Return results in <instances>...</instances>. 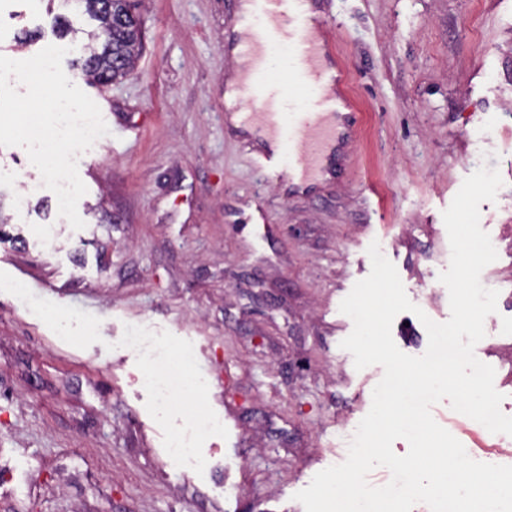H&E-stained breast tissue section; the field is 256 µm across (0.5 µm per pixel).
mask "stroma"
Returning <instances> with one entry per match:
<instances>
[{
    "mask_svg": "<svg viewBox=\"0 0 512 512\" xmlns=\"http://www.w3.org/2000/svg\"><path fill=\"white\" fill-rule=\"evenodd\" d=\"M238 8L142 0V55L109 85L64 56L109 129L77 158L84 228L60 217L24 148L0 146V512H305L295 493L345 461L383 376L340 346L369 245L447 321L442 213L482 166L503 179L480 205L498 253L481 282L499 297L475 355L512 416V0H319L358 116L328 179L306 185L265 178L262 143L229 121L224 92L246 68L231 51ZM61 17L94 26L74 5L0 0V55L34 56ZM23 180L41 189L20 209ZM392 337L427 349L413 313ZM184 355L208 395L159 415L140 377ZM431 413L471 459L494 446L512 463V436L446 399ZM189 433L187 468L168 448Z\"/></svg>",
    "mask_w": 512,
    "mask_h": 512,
    "instance_id": "1",
    "label": "stroma"
}]
</instances>
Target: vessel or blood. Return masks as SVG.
Here are the masks:
<instances>
[{"mask_svg":"<svg viewBox=\"0 0 512 512\" xmlns=\"http://www.w3.org/2000/svg\"><path fill=\"white\" fill-rule=\"evenodd\" d=\"M252 17H265L268 22L264 38L246 43L245 52L254 60L265 61L269 43L281 39L292 46V68L295 82L301 87H320L327 83L342 84L341 71L330 70L325 65L326 48L313 40L304 22L303 7L308 0H250ZM242 93L258 98L263 111L245 112L241 122L257 126L273 139L288 146L287 156L267 152L257 160V167L267 175L303 178L313 173L324 155L336 141L332 111L348 107L345 95L322 98L305 111L282 112L285 90L271 81L265 71H258L255 79L243 85Z\"/></svg>","mask_w":512,"mask_h":512,"instance_id":"b4317fda","label":"vessel or blood"}]
</instances>
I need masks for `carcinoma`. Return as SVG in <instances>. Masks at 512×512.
Returning a JSON list of instances; mask_svg holds the SVG:
<instances>
[{"label":"carcinoma","mask_w":512,"mask_h":512,"mask_svg":"<svg viewBox=\"0 0 512 512\" xmlns=\"http://www.w3.org/2000/svg\"><path fill=\"white\" fill-rule=\"evenodd\" d=\"M98 22L87 33L80 56L82 75L103 83L125 77L142 47V29L134 13L136 0H75Z\"/></svg>","instance_id":"1"}]
</instances>
